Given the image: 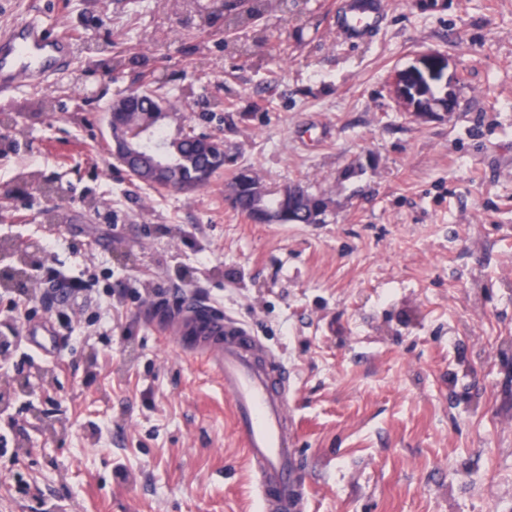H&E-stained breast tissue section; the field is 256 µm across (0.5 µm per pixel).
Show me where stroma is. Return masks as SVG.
<instances>
[{"label": "stroma", "mask_w": 512, "mask_h": 512, "mask_svg": "<svg viewBox=\"0 0 512 512\" xmlns=\"http://www.w3.org/2000/svg\"><path fill=\"white\" fill-rule=\"evenodd\" d=\"M340 2L277 0L228 36L222 0H0V26L76 45L0 94V242L48 256L0 287V331L67 338L52 366L0 358L26 381L0 399V512H256L223 383L147 315L185 292L287 362L307 512H512V0H387L355 45ZM423 52L458 77L447 117L393 98ZM158 73L183 101L168 137L235 159L191 193L110 153L106 107ZM240 167L333 209L252 223L224 200Z\"/></svg>", "instance_id": "obj_1"}]
</instances>
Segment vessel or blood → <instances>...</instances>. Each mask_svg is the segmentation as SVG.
<instances>
[{
	"label": "vessel or blood",
	"mask_w": 512,
	"mask_h": 512,
	"mask_svg": "<svg viewBox=\"0 0 512 512\" xmlns=\"http://www.w3.org/2000/svg\"><path fill=\"white\" fill-rule=\"evenodd\" d=\"M385 0H343L333 23L350 44L370 39L384 24ZM67 32L47 33L34 19L0 29V94L19 84L45 86L73 56ZM164 332L189 338L192 351L218 374L230 399L235 430L252 476L257 512H302L308 493L297 479V438L288 410V366L243 322L194 299H179ZM64 342L54 325L20 337L32 360L55 364Z\"/></svg>",
	"instance_id": "vessel-or-blood-1"
}]
</instances>
